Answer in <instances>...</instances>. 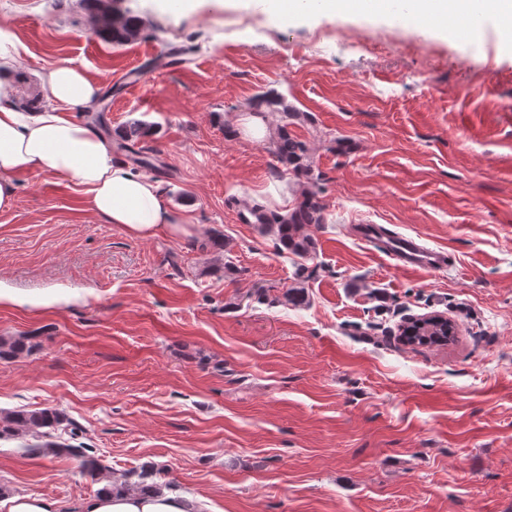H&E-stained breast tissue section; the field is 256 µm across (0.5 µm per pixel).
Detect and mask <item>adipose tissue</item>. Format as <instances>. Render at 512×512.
<instances>
[{
	"label": "adipose tissue",
	"mask_w": 512,
	"mask_h": 512,
	"mask_svg": "<svg viewBox=\"0 0 512 512\" xmlns=\"http://www.w3.org/2000/svg\"><path fill=\"white\" fill-rule=\"evenodd\" d=\"M277 20L353 14L411 16L439 32L468 22H494L501 44L512 49V0H244ZM47 103L39 112L19 111L0 92V210L13 206L24 175L66 179L93 214L117 224L135 239L159 232L186 235L184 214L151 177L133 173L112 159V143L70 110L98 97L99 87L71 62L52 63L39 75ZM206 498L161 490L149 494L116 490L84 500L79 512H206Z\"/></svg>",
	"instance_id": "obj_1"
}]
</instances>
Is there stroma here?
I'll return each mask as SVG.
<instances>
[{
	"instance_id": "1",
	"label": "stroma",
	"mask_w": 512,
	"mask_h": 512,
	"mask_svg": "<svg viewBox=\"0 0 512 512\" xmlns=\"http://www.w3.org/2000/svg\"><path fill=\"white\" fill-rule=\"evenodd\" d=\"M122 5L144 37L115 47L79 0H0L26 77L9 89L42 96L58 61L119 87L104 120L154 124L138 146L192 233L134 239L64 179L21 177L0 211V338L32 347L0 359V409L62 410L109 474L153 467L213 512H512V54L355 16L283 24L235 0ZM242 16L255 33L232 28ZM183 44L191 63L132 84ZM286 108L308 146L297 174L237 124L249 112L274 131ZM308 189L323 221L301 258L246 207L291 210ZM361 223L448 264L401 269ZM212 236L225 254L203 248ZM432 314L455 342H399ZM20 445L0 441L6 492L77 512L101 488L78 458ZM412 323H414L417 328L413 329L410 325L406 326L403 330H406L407 335L417 333L419 329L428 328L427 331L429 332L440 330L444 335H447L448 340L449 336H452L454 333L452 327L448 324V319L440 315H429L422 318L409 319L408 324Z\"/></svg>"
}]
</instances>
